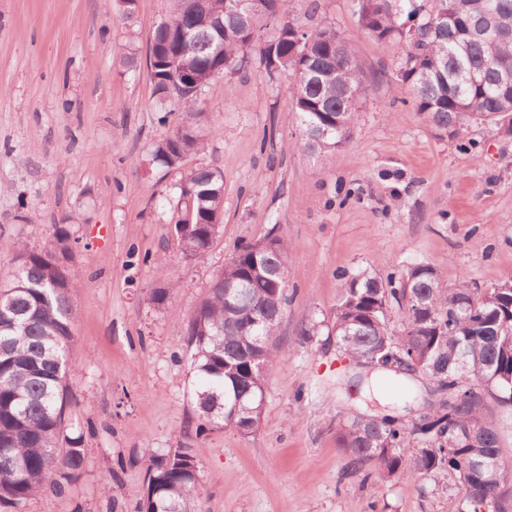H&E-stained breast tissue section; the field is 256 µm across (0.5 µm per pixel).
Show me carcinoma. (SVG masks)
I'll list each match as a JSON object with an SVG mask.
<instances>
[{
    "mask_svg": "<svg viewBox=\"0 0 512 512\" xmlns=\"http://www.w3.org/2000/svg\"><path fill=\"white\" fill-rule=\"evenodd\" d=\"M361 31L405 54L402 83L417 112L436 131L469 123L512 126V0H351ZM232 11L226 0H176L155 29L149 61L161 110L185 105L186 120L154 145L167 167L204 148L203 115L191 104L203 86L241 67L262 22L290 14L291 0H260ZM421 39L413 42L406 24ZM272 82L289 76L286 92L298 114L300 146L334 154L346 147L367 91L355 39L330 24L303 31L280 24L259 47ZM176 225L187 258L205 254L213 218L224 211V180L200 168L184 181ZM55 246H22L18 264L0 284V503L14 508L51 489L65 492L85 460L74 438L57 452L68 403L66 350L74 318L73 276L66 225H55ZM274 247L240 246L216 277L188 324L195 375L190 403L196 435L232 428L243 435L258 425L265 379L276 367L277 332L288 304L291 267L280 236ZM401 320L391 321L393 309ZM328 336L356 367L383 361L382 376L406 384V373L386 367L403 357L411 368L441 382L435 399L412 415H364L339 420L336 439L346 449V471L362 480H436L453 474L462 492L453 512H512V275L489 288L448 284L427 264L398 280L359 273L343 278ZM248 410L235 414L236 403ZM199 464L187 447L153 454L147 492L137 512H199Z\"/></svg>",
    "mask_w": 512,
    "mask_h": 512,
    "instance_id": "cac0c4a2",
    "label": "carcinoma"
}]
</instances>
